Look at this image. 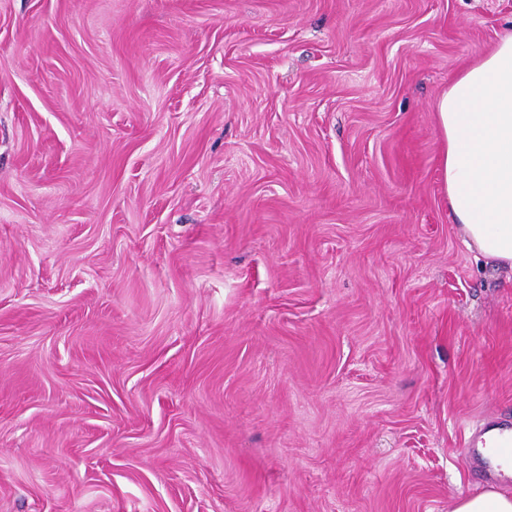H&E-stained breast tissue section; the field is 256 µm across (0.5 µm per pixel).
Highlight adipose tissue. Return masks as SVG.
I'll return each instance as SVG.
<instances>
[{
    "label": "adipose tissue",
    "instance_id": "adipose-tissue-1",
    "mask_svg": "<svg viewBox=\"0 0 512 512\" xmlns=\"http://www.w3.org/2000/svg\"><path fill=\"white\" fill-rule=\"evenodd\" d=\"M434 111L442 190L459 233L512 269V35L463 67Z\"/></svg>",
    "mask_w": 512,
    "mask_h": 512
}]
</instances>
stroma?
<instances>
[{"mask_svg":"<svg viewBox=\"0 0 512 512\" xmlns=\"http://www.w3.org/2000/svg\"><path fill=\"white\" fill-rule=\"evenodd\" d=\"M512 0H0V512H450L512 478V274L433 107Z\"/></svg>","mask_w":512,"mask_h":512,"instance_id":"1","label":"stroma"}]
</instances>
